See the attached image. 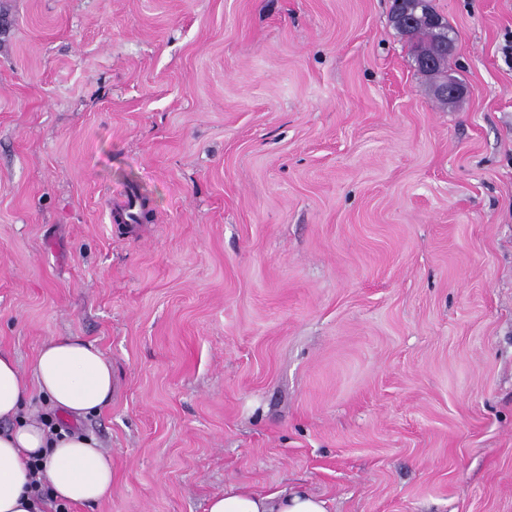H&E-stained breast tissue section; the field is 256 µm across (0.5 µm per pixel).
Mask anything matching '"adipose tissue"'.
Returning a JSON list of instances; mask_svg holds the SVG:
<instances>
[{
  "instance_id": "adipose-tissue-1",
  "label": "adipose tissue",
  "mask_w": 512,
  "mask_h": 512,
  "mask_svg": "<svg viewBox=\"0 0 512 512\" xmlns=\"http://www.w3.org/2000/svg\"><path fill=\"white\" fill-rule=\"evenodd\" d=\"M50 409L75 421L100 411L112 392V364L92 343L76 336L49 339L31 375L0 351V512H42L33 498L28 465L39 460L40 478L58 503L95 504L112 489V458L95 438L78 431L51 435L27 417L30 385ZM208 512H328L327 503L302 487L260 494L239 486L214 497Z\"/></svg>"
}]
</instances>
